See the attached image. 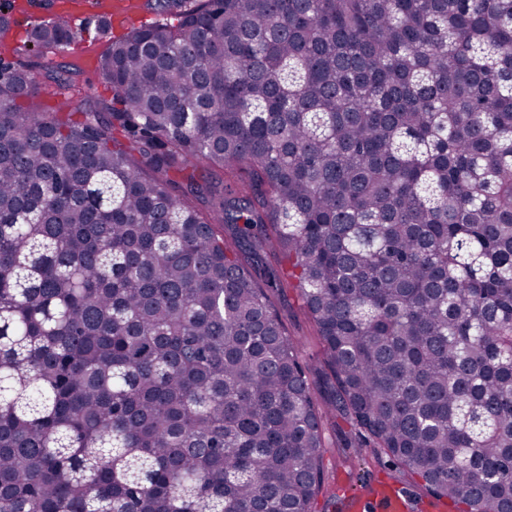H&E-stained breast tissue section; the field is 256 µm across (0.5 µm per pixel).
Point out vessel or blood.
Instances as JSON below:
<instances>
[{"label":"vessel or blood","mask_w":512,"mask_h":512,"mask_svg":"<svg viewBox=\"0 0 512 512\" xmlns=\"http://www.w3.org/2000/svg\"><path fill=\"white\" fill-rule=\"evenodd\" d=\"M342 508L344 512H447L448 502L432 499L419 504L396 484H369L345 496Z\"/></svg>","instance_id":"1"}]
</instances>
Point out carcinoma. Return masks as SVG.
<instances>
[{"mask_svg":"<svg viewBox=\"0 0 512 512\" xmlns=\"http://www.w3.org/2000/svg\"><path fill=\"white\" fill-rule=\"evenodd\" d=\"M12 54L0 512H315L332 414L432 497L512 512V0H197L109 41L110 101L49 61L63 118L18 104ZM221 227L288 261L316 364Z\"/></svg>","mask_w":512,"mask_h":512,"instance_id":"carcinoma-1","label":"carcinoma"}]
</instances>
